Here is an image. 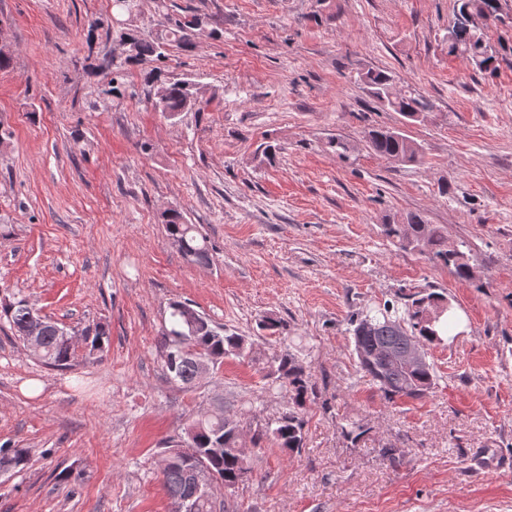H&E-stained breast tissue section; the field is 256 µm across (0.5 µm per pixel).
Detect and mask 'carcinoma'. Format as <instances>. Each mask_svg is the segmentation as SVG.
<instances>
[{"instance_id": "cac0c4a2", "label": "carcinoma", "mask_w": 512, "mask_h": 512, "mask_svg": "<svg viewBox=\"0 0 512 512\" xmlns=\"http://www.w3.org/2000/svg\"><path fill=\"white\" fill-rule=\"evenodd\" d=\"M458 7L448 23V54L460 55L479 70L491 73L498 68V56L485 39L481 28L470 24L469 17L497 18V0H457ZM209 25L208 18L194 14L184 19L169 21L164 29L148 36L136 29L122 34L130 44V54L124 64L130 65L146 57L161 60L172 45L188 46L202 36ZM110 76L99 88V95L107 101L121 93L122 66H114V57L104 56L95 66V73ZM369 94L405 118L416 121L432 111L430 100L415 89H395L394 79L384 71L369 69L360 75ZM142 82L151 89L163 90V97L152 107L167 118H174L192 109L199 87L197 83L169 77L161 70H150L142 75ZM367 142L379 156L400 165H420L423 162L421 145L395 129H372ZM161 223L169 237L181 241L183 254L193 263L208 265L213 254L206 237L196 226L189 224L178 210L161 214ZM384 235L391 241L424 254L435 267L454 271L461 280L473 278V266L465 252L468 245L460 241L448 242V236L439 224H428L417 213H408L400 220L383 225ZM404 310L385 303L379 313L358 315L350 320L353 354L362 376L375 385L388 401L397 397L421 398L435 388L437 375L428 361L407 366L399 360L410 345L424 348L443 341V334L453 324L454 311H447L430 322L421 314L431 307H446L450 299L438 292H417L404 297ZM11 329L23 340L40 318L38 311L27 301L19 300L0 308ZM42 319V318H40ZM193 346L198 356L212 366L223 364L228 355L242 356L244 340L238 334L217 326L188 301L175 300L169 304V326L165 327L159 341L164 368L172 380L186 388L195 385L196 359L187 355L184 348ZM40 357L56 368L70 366L72 346L59 332V324L42 319ZM267 375L288 393V407L274 421L256 434L264 437L288 453H298L305 447L306 412L316 403L317 391L312 374L303 359L289 347L275 354ZM238 422L224 416L218 408L207 416L193 420L185 429L191 435L188 449L179 444L166 448L171 464L162 472L163 488L170 500V512H183L184 500L192 494L193 480L199 479L202 490L190 502V512H216V491H229L249 480L252 466L242 451ZM29 463L25 448H0V471L24 468Z\"/></svg>"}]
</instances>
